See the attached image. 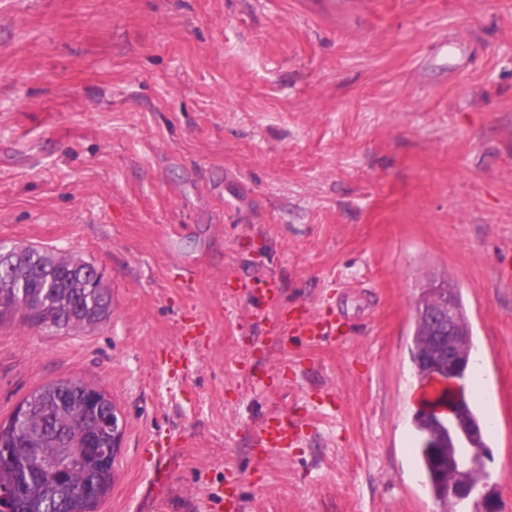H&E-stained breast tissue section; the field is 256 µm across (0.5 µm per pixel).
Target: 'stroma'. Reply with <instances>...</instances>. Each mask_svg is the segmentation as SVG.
Segmentation results:
<instances>
[{
    "instance_id": "stroma-1",
    "label": "stroma",
    "mask_w": 512,
    "mask_h": 512,
    "mask_svg": "<svg viewBox=\"0 0 512 512\" xmlns=\"http://www.w3.org/2000/svg\"><path fill=\"white\" fill-rule=\"evenodd\" d=\"M0 243L112 293L92 330L0 323V423L63 379L121 414L96 512H226L230 476L242 512H435L406 397L442 281L512 512V0H0ZM268 276L259 322L228 286ZM303 308L344 337L276 333ZM271 416L301 430L287 454L254 442Z\"/></svg>"
}]
</instances>
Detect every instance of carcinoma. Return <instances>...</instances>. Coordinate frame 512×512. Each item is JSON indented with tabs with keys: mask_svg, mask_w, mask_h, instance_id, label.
<instances>
[{
	"mask_svg": "<svg viewBox=\"0 0 512 512\" xmlns=\"http://www.w3.org/2000/svg\"><path fill=\"white\" fill-rule=\"evenodd\" d=\"M88 267L90 264L84 261L45 249L15 248L9 261L0 260V320L21 313L37 326L95 328L109 315L112 299L101 278L95 287H87L82 271ZM434 293L433 288L423 289L414 308L411 355L421 385L430 382L434 370L418 364L431 349V336L420 317V306ZM450 293L462 331L463 353L469 357L473 338L463 294L455 286ZM95 394L103 400L100 413L112 412L114 405L104 391L83 381L61 380L45 384L25 398L30 415L24 423L0 424V450L11 452L16 459L11 465H0V488L17 491L16 512H95L107 495L112 486L113 465L101 462L92 449L112 444V433L101 428L94 415L83 427H74ZM463 413L468 428L452 437L433 426L422 409L412 414V424L422 437L415 454L423 484L439 506L437 512H459V502L448 495L449 485L485 488L488 484L489 474L483 463L488 445L480 414L468 402ZM438 442L449 452H464L475 464L467 470L445 474L438 465L440 449L434 447ZM27 448L41 449L48 459L70 454L74 461L60 479L48 473H33L28 466Z\"/></svg>",
	"mask_w": 512,
	"mask_h": 512,
	"instance_id": "carcinoma-1",
	"label": "carcinoma"
}]
</instances>
